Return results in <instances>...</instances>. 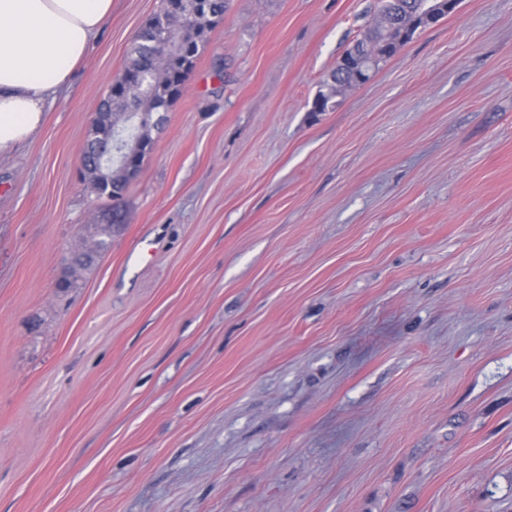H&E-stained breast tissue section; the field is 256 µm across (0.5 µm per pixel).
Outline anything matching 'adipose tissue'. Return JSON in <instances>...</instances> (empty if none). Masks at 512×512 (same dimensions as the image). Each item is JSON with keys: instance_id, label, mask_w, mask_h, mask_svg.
Listing matches in <instances>:
<instances>
[{"instance_id": "ef3b65f1", "label": "adipose tissue", "mask_w": 512, "mask_h": 512, "mask_svg": "<svg viewBox=\"0 0 512 512\" xmlns=\"http://www.w3.org/2000/svg\"><path fill=\"white\" fill-rule=\"evenodd\" d=\"M111 13L112 0H0V153L41 127Z\"/></svg>"}]
</instances>
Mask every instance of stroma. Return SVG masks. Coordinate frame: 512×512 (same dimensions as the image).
<instances>
[{"mask_svg": "<svg viewBox=\"0 0 512 512\" xmlns=\"http://www.w3.org/2000/svg\"><path fill=\"white\" fill-rule=\"evenodd\" d=\"M374 4L228 0L115 204L112 0L0 153V512H512V0L313 111ZM130 142V141H129ZM127 142L121 151V154L117 149L112 148V140L109 141H97L95 143L94 155L96 161L102 166L112 167V162H119L120 165H124L128 161L127 153ZM87 182L91 192L97 198H107L116 202L121 199L123 192L130 184V180L126 178L124 172L119 168L112 169V184L108 178H102L98 174L91 177L83 178Z\"/></svg>", "mask_w": 512, "mask_h": 512, "instance_id": "stroma-1", "label": "stroma"}]
</instances>
